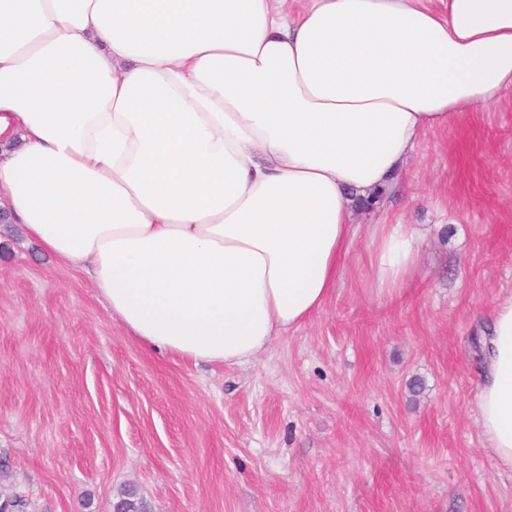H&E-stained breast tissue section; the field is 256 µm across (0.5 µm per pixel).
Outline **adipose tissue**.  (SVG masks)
<instances>
[{
    "label": "adipose tissue",
    "mask_w": 512,
    "mask_h": 512,
    "mask_svg": "<svg viewBox=\"0 0 512 512\" xmlns=\"http://www.w3.org/2000/svg\"><path fill=\"white\" fill-rule=\"evenodd\" d=\"M512 88V0H0V206L132 338L243 365L333 294L354 205ZM408 287L412 225H373ZM478 422L512 469V297Z\"/></svg>",
    "instance_id": "1"
}]
</instances>
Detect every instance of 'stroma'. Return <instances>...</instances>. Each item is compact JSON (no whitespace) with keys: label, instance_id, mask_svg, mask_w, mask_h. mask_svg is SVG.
Returning a JSON list of instances; mask_svg holds the SVG:
<instances>
[{"label":"stroma","instance_id":"35a3bbf8","mask_svg":"<svg viewBox=\"0 0 512 512\" xmlns=\"http://www.w3.org/2000/svg\"><path fill=\"white\" fill-rule=\"evenodd\" d=\"M326 305L253 362L145 351L82 273L0 232V494L23 512H512L477 421L472 344L512 295V90L428 131ZM414 225L409 288L371 286L368 234Z\"/></svg>","mask_w":512,"mask_h":512}]
</instances>
